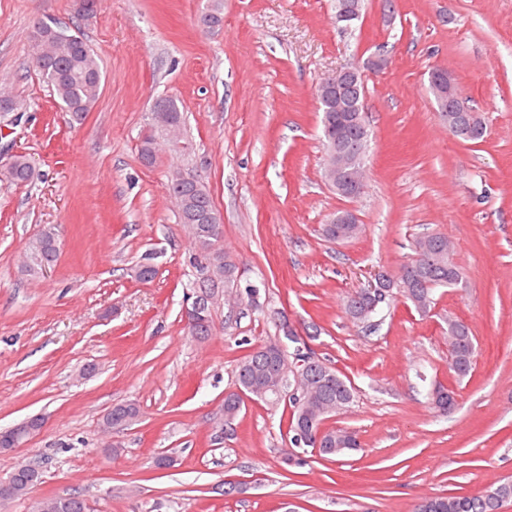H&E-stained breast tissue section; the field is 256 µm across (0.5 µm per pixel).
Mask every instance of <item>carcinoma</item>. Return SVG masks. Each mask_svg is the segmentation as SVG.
I'll use <instances>...</instances> for the list:
<instances>
[{
	"label": "carcinoma",
	"instance_id": "carcinoma-1",
	"mask_svg": "<svg viewBox=\"0 0 512 512\" xmlns=\"http://www.w3.org/2000/svg\"><path fill=\"white\" fill-rule=\"evenodd\" d=\"M209 28L222 22L221 0H211L209 8L200 16ZM31 56L41 64L38 71L51 88L61 108L70 114L72 122L82 123L101 95L103 71L97 55L89 48L82 34L57 21H40L33 27L30 36ZM346 105L362 103L366 98V86L353 82L344 85L339 92ZM322 128L324 138L342 137L352 146H362L365 158L369 144L364 142L359 126L350 121L347 113L336 111V97H327L322 105ZM448 130L463 141L477 144L485 135L484 114L469 108L458 112L448 104ZM168 150L190 156L193 147L186 136L185 116L177 100L169 101L164 108L151 110L140 135L139 153L142 162L151 166L159 160L160 143ZM194 171L186 165L169 171L167 186L169 193L178 202L177 218L188 231L191 254L189 264L196 271L190 295L196 289L233 286L235 280L229 273L235 269L233 258L224 251L222 242L209 234L210 214L216 212L210 190L203 176L196 183L185 185L179 182L184 172ZM34 168L28 157L16 154L12 162L0 169V181L15 186H25L34 179ZM363 232L361 224H325L322 235L329 241L340 243L358 237ZM415 258L400 267L403 278L394 287L419 313L426 315L435 302L434 289L457 286L462 275L454 261V253L448 251V237L442 233H427L414 242ZM58 236L53 228L41 230L26 245V271L37 273L45 265L54 263L58 257ZM381 309L361 288L350 294L346 302V313L370 321ZM206 319L196 330L187 335L198 341L212 336V309L205 310ZM475 353L474 337L468 325L453 314H448V367L459 377H465L472 369ZM298 368L303 382L304 394L298 399H289L291 413L289 431L300 428L307 436L308 448L318 449L323 457H337L358 450L356 435L346 429L327 428L325 421L344 410L354 401L355 388L328 360L313 349L300 344L293 330L284 331V337H275L254 348L244 356L235 369V385L250 393L254 400L275 405L284 400L289 383L294 380L293 368ZM454 391L441 385L430 393L431 404L442 415H449L457 408V400L448 399ZM242 400L237 393L224 397L222 415L213 421L215 432L233 425L241 410ZM139 406L129 401L118 404L103 417L101 427L105 432L118 424H133L139 417ZM39 471L22 464L15 466L9 477L0 482V488L8 485L10 498L25 496L37 483ZM512 500V479H503L490 486L480 495L434 496L422 500L416 512H499L502 504ZM34 512H90L87 501L79 495L50 496L40 499Z\"/></svg>",
	"mask_w": 512,
	"mask_h": 512
}]
</instances>
